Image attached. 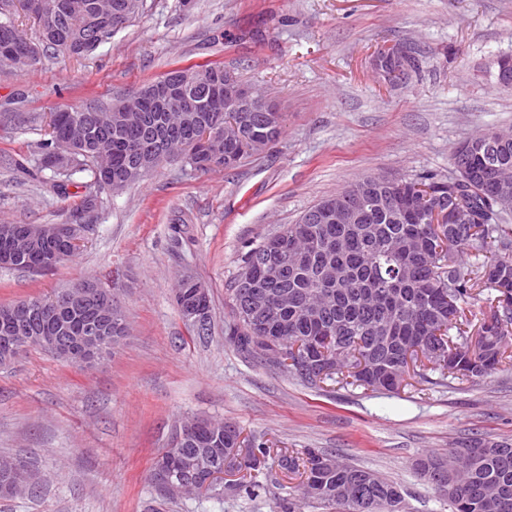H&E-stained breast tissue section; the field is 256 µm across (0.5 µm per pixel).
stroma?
<instances>
[{
  "instance_id": "obj_1",
  "label": "stroma",
  "mask_w": 512,
  "mask_h": 512,
  "mask_svg": "<svg viewBox=\"0 0 512 512\" xmlns=\"http://www.w3.org/2000/svg\"><path fill=\"white\" fill-rule=\"evenodd\" d=\"M398 43L423 54L403 84L378 69ZM512 54V0H146L88 57L49 51L0 69V224H64L91 183L60 196L38 171L51 112L110 103L175 67L224 64L284 115L279 138L233 168L176 159L102 195L94 231L47 273L0 268V305L98 278L127 336L89 367L29 348L0 367V457L23 461L37 495L0 512H148L156 457L195 418L234 424L275 448H322L397 482L405 512H449L414 470L473 437L512 440V370L400 393L316 391L229 341L227 295L247 253L320 199L365 175L455 176L467 137L512 128V87L492 83ZM191 272L210 294L212 330L194 336L173 299ZM252 496L180 497L166 512H282L296 483Z\"/></svg>"
}]
</instances>
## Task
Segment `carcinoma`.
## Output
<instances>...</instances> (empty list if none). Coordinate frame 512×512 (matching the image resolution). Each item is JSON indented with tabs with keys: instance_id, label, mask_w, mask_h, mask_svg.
Instances as JSON below:
<instances>
[{
	"instance_id": "carcinoma-1",
	"label": "carcinoma",
	"mask_w": 512,
	"mask_h": 512,
	"mask_svg": "<svg viewBox=\"0 0 512 512\" xmlns=\"http://www.w3.org/2000/svg\"><path fill=\"white\" fill-rule=\"evenodd\" d=\"M55 15L50 26L39 25V35L31 42L30 65L40 53L61 51L73 58L92 53L115 30L114 19L96 14L93 0H46ZM115 13L128 23L143 13L144 0H112ZM14 0H0V46L18 33L13 13ZM377 66L397 83H404L419 68L413 48L397 44L380 54ZM189 98L199 104L197 112L181 113L183 128L195 122L206 123L224 141V121L232 118L241 124L244 140L225 145L230 161L218 162L235 167L253 154L266 149L281 132L280 112H226L225 104L199 82L186 85ZM97 103L67 107L51 113L49 138L41 144L40 168L54 173V192L66 194L67 183L77 172L88 171L90 191L72 211L82 217L98 207L99 194L105 191L96 159L112 157V168L127 167L141 156L156 153V137L177 130L169 127V113L152 100L144 101L147 124L129 125L116 118L100 126L94 110ZM80 131L71 141L70 162L59 170L49 159L56 138ZM512 168V138L500 145L492 158L469 159L470 176L456 175L438 180L424 175L405 181V187H425L429 202L448 205V196L470 208L478 221L468 227L448 226L446 248L433 236L426 223L427 211L420 198L395 202V192L386 190L377 196L360 199L359 187L371 176L349 184L336 194L308 208L295 224H288L265 237L250 250L239 277L227 289L234 317L230 339L242 352L273 361L284 373L308 388H322L327 381L366 391L397 392L411 374L428 381L427 371L439 373L442 381L474 382L494 370H512V199L494 205L495 216H487L489 190L478 176L489 163ZM340 200L361 209L364 219L356 224H320L309 222V215L327 203ZM426 236L432 243L431 254L412 250L401 256L390 251L396 238L418 239ZM283 245L284 253L295 256L288 278L267 286L275 294L288 290L296 303L288 309L248 308L245 279L260 281L264 269L260 254L270 240ZM24 249L17 268L50 271L41 256L52 245L34 241L19 244ZM465 249L474 261L459 264L452 260L454 250ZM337 269L345 281L336 286L324 273ZM487 292L488 310L478 313L471 302ZM63 294L53 298L20 301L28 319L15 331L17 336H39L64 331L79 335L112 317L106 336H124L127 326L121 308L110 299L92 297L82 306L61 310ZM478 337L482 346L469 350ZM439 349L443 354L436 355ZM455 352L453 363L445 354ZM328 366L320 374L318 362ZM213 430L224 434V447L211 448L188 436L177 450L181 458L202 468L224 466V449L236 447L240 429L216 421ZM270 449L263 442L241 452L238 467L257 472L250 483V494L278 484L272 471L259 470L260 458ZM276 466L285 474H298L297 489L322 512H404L400 486L377 472L339 461L332 453L318 448L287 449L276 453ZM415 469L446 501L451 512H512V442L470 439L448 455L424 454L415 461Z\"/></svg>"
}]
</instances>
